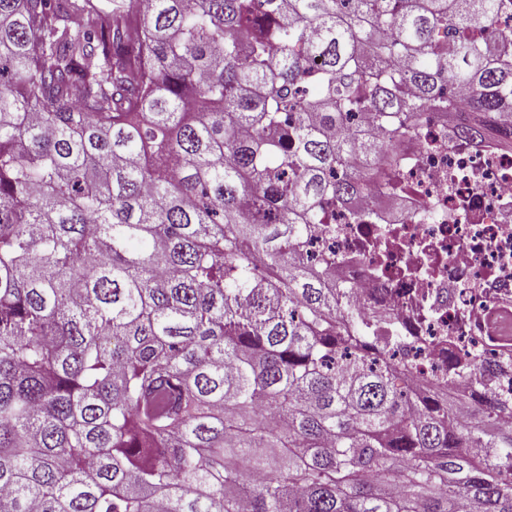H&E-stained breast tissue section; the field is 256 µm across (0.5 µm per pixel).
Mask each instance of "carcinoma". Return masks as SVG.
I'll return each instance as SVG.
<instances>
[{
	"label": "carcinoma",
	"mask_w": 512,
	"mask_h": 512,
	"mask_svg": "<svg viewBox=\"0 0 512 512\" xmlns=\"http://www.w3.org/2000/svg\"><path fill=\"white\" fill-rule=\"evenodd\" d=\"M499 10L0 0V512H512L500 406L407 393L302 258L358 110L512 120Z\"/></svg>",
	"instance_id": "carcinoma-1"
}]
</instances>
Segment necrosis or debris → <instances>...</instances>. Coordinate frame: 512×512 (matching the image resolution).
<instances>
[{
  "mask_svg": "<svg viewBox=\"0 0 512 512\" xmlns=\"http://www.w3.org/2000/svg\"><path fill=\"white\" fill-rule=\"evenodd\" d=\"M457 110L455 124L424 113L368 194L326 205L329 222L303 252L312 263L333 256L337 286L367 318L391 319L419 380L480 351L492 373L450 385L473 401H506L512 423V126L465 139L460 126L479 117L462 100Z\"/></svg>",
  "mask_w": 512,
  "mask_h": 512,
  "instance_id": "necrosis-or-debris-1",
  "label": "necrosis or debris"
}]
</instances>
